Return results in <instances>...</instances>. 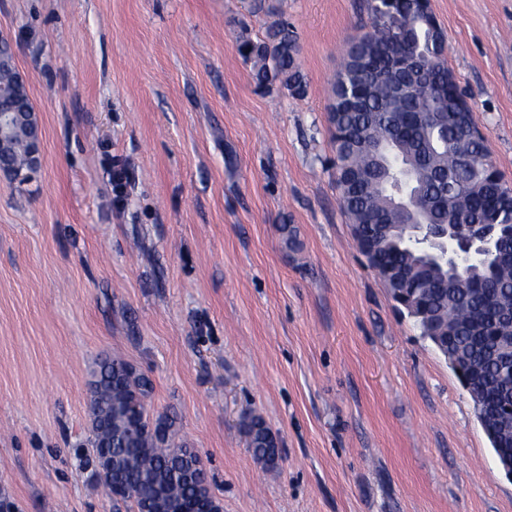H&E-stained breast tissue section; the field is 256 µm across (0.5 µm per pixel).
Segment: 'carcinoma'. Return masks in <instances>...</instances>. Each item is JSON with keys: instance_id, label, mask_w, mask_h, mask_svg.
I'll list each match as a JSON object with an SVG mask.
<instances>
[{"instance_id": "cac0c4a2", "label": "carcinoma", "mask_w": 512, "mask_h": 512, "mask_svg": "<svg viewBox=\"0 0 512 512\" xmlns=\"http://www.w3.org/2000/svg\"><path fill=\"white\" fill-rule=\"evenodd\" d=\"M385 10L399 13L408 29L403 40L382 22ZM371 30L346 50L331 83L329 121L336 152V187L357 246L375 266L390 293L400 291L407 315L423 338L438 350L436 330L451 332L467 348L475 337L486 349L499 334L512 331L502 305L512 302V264L498 261L512 249V187L494 172L486 140L448 68L446 34L426 0H379ZM236 50L250 64L256 85L270 91L306 94L294 31L273 21L265 36L247 30ZM14 54L0 42V94L29 102L24 87L13 86ZM28 142L10 155L14 173L27 167ZM472 156L469 168L455 160ZM415 196L416 222L447 224L460 217L487 224L496 238L480 262L453 273L426 259L409 238L407 215L394 193ZM498 365L489 359L481 384L490 396L505 399L496 384ZM89 419L94 473L113 507L132 512H223L211 490L197 449L175 441L174 421L150 418L152 383L119 356L98 360L89 383ZM255 461L266 470L279 466V442L263 418L241 421ZM500 427L507 440L495 453H512V411Z\"/></svg>"}]
</instances>
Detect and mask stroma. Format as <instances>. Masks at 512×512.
I'll use <instances>...</instances> for the list:
<instances>
[{
	"instance_id": "stroma-1",
	"label": "stroma",
	"mask_w": 512,
	"mask_h": 512,
	"mask_svg": "<svg viewBox=\"0 0 512 512\" xmlns=\"http://www.w3.org/2000/svg\"><path fill=\"white\" fill-rule=\"evenodd\" d=\"M431 4L512 185V0ZM277 5L301 99L255 86L235 41L271 18L246 0H0L42 125L40 167L0 171V498L16 512H114L85 464L105 355L152 381V413L174 417L224 512H512L470 394L340 204L329 80L370 2ZM249 413L278 469L254 460ZM241 427L248 437L249 448L255 461L266 470L276 469L282 458L279 442L263 418L250 413L241 421Z\"/></svg>"
}]
</instances>
